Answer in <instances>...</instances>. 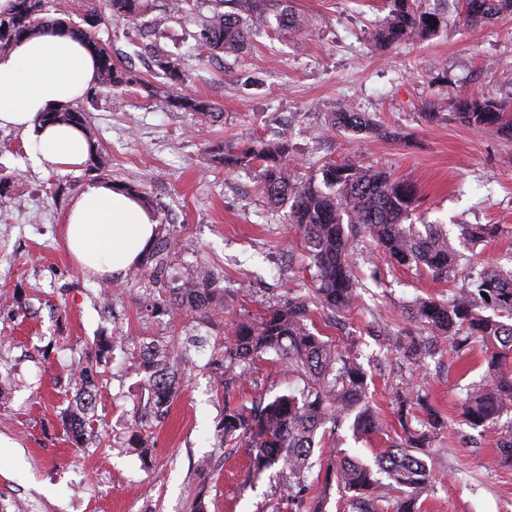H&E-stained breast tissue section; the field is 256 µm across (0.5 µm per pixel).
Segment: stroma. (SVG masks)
I'll return each instance as SVG.
<instances>
[{
  "instance_id": "stroma-1",
  "label": "stroma",
  "mask_w": 512,
  "mask_h": 512,
  "mask_svg": "<svg viewBox=\"0 0 512 512\" xmlns=\"http://www.w3.org/2000/svg\"><path fill=\"white\" fill-rule=\"evenodd\" d=\"M95 4L104 16L97 38L114 59L149 77L153 60L137 53L135 24L113 17L104 0ZM293 6L305 31L261 35L242 53L215 60L199 54L191 23L167 20L163 0L145 16L158 49L188 73L184 92L220 107V121L169 107L143 87L123 92L119 106L104 89L81 105L105 167L52 173L33 168L22 133L0 130V512H190L199 494L205 512H273L284 474L255 473L248 449L228 455L218 448L224 401L207 354L179 367L164 422L132 429L143 399V342L189 335L217 342L233 321L258 317L289 289L311 285L302 234L267 203L255 170L226 169L214 146L285 139L301 173L348 157L385 168L418 192L412 223L498 224L504 232L494 240L452 245L484 265L512 251V139L456 116L464 96L512 102V16L470 26L455 0H423L443 17L437 33L382 48L373 34L387 15L383 0ZM432 101L445 117L429 123L422 114ZM347 108L397 130L398 139L332 130V113ZM101 180L142 192L158 221L143 262L109 284L79 271L60 234L70 199ZM353 259L360 282L354 310L316 328L352 348L371 378V404L395 430L394 394L407 367L377 335L386 326L413 330L410 305L448 299L465 281L391 263L365 236L355 240ZM202 269L213 271L211 285L225 299L224 322L212 328L159 308L154 294ZM102 334L124 346L108 359L99 437L77 445L61 422L73 398L68 371L94 353ZM482 362L478 349L463 362L446 354L412 374L447 423L424 454L431 476L422 512H512V467L493 462L497 439L512 432V408L483 430L463 420L466 388L481 379ZM302 386L270 354L249 370L233 402Z\"/></svg>"
}]
</instances>
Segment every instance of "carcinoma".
<instances>
[{
	"label": "carcinoma",
	"mask_w": 512,
	"mask_h": 512,
	"mask_svg": "<svg viewBox=\"0 0 512 512\" xmlns=\"http://www.w3.org/2000/svg\"><path fill=\"white\" fill-rule=\"evenodd\" d=\"M150 0H106L112 16L132 22L149 9ZM198 0H172L167 18L176 22L195 9ZM230 10L200 18L195 35L197 48L206 57L224 52H241L250 43L258 25L275 33L299 31L303 24L292 9V0H275L276 24L266 15L269 0H219ZM388 14L377 30V44L427 40L441 20L423 10L420 0H385ZM461 14L471 23L481 24L512 15V0H461ZM88 28H75L66 20H55L56 28L81 38L98 61L97 87L128 89L143 84L131 67L117 63L109 47L100 42L92 28L102 21L93 3H77ZM49 0H14L12 9L0 13V53L9 50L30 29L44 24ZM151 33L141 32L145 46L152 50L158 79L155 92L186 83L181 63L148 42ZM171 106L212 120L217 107L189 94L167 93ZM458 115L475 128L496 125L512 133V110L492 99L466 97L459 101ZM44 121L87 129L86 113L66 107L45 114ZM331 127L338 131L373 134L381 138L396 132L371 120L363 112H334ZM228 167L258 168L259 182L266 199L288 208V223L303 235L307 244L308 267L315 269L314 288L304 293L288 289L281 305L255 319H239L224 341L212 346L206 366L219 365L223 375L246 376L255 359L275 354L288 372L303 381L299 394H282L272 400L260 397L251 406L224 404L221 444L227 448L252 449L260 471L282 466L288 471V493L281 497L276 512H325L327 495L309 503L306 491L314 467L324 487L331 481L351 492V512H379L376 503L384 498L379 475L385 474L406 489L397 512H421L422 494L429 486V470L419 452L430 442L441 422L424 398L406 386L396 391L397 418L403 435L379 453L375 466L335 451L313 459L314 450L324 447L321 429L330 426L336 434L349 420L360 433H382L384 428L368 402V376L357 359L340 351L331 339L313 332V317L324 322L349 311L357 297L358 281L353 265L352 232L370 236L381 253L399 265L425 267L433 277L448 279L462 267V255L448 241V232L436 224L418 228L407 223L417 199L412 185L393 178L383 169L364 167L347 159L327 163L308 175L291 173L288 141L268 143L254 138L234 153L217 149ZM458 237L472 244L497 238V224H458ZM210 273L197 274L166 290L165 305H176L202 320H213L224 309V295L208 287ZM412 319L429 332L426 337H409L406 348L412 371L428 367V361L442 353L440 341L448 342L457 358H464L481 346L485 371L478 387L467 392L463 417L473 428L486 427L512 404V254L503 261L483 267L469 276L467 287L447 301L422 299L412 305ZM207 345L203 336L155 339L140 351V368L146 372L145 387L154 419L168 412L176 393L175 371L190 362V350ZM102 372L98 364H80L70 373L74 390L72 402L62 415L64 430L75 442L89 439L96 417L97 394ZM417 404L425 414L424 428L411 426L407 407Z\"/></svg>",
	"instance_id": "1"
}]
</instances>
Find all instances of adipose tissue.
Instances as JSON below:
<instances>
[{"mask_svg":"<svg viewBox=\"0 0 512 512\" xmlns=\"http://www.w3.org/2000/svg\"><path fill=\"white\" fill-rule=\"evenodd\" d=\"M93 56L78 41L43 28L0 53V128L32 139L31 159L45 172L79 169L89 155L85 132L42 123V113L81 100L96 83ZM158 224L141 199L99 181L70 202L62 241L81 272L115 281L143 260Z\"/></svg>","mask_w":512,"mask_h":512,"instance_id":"adipose-tissue-1","label":"adipose tissue"}]
</instances>
